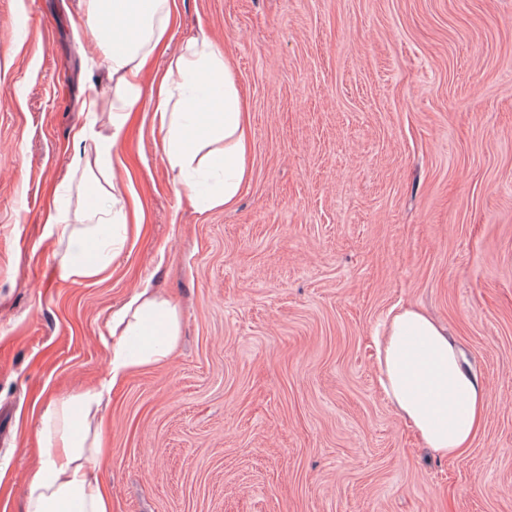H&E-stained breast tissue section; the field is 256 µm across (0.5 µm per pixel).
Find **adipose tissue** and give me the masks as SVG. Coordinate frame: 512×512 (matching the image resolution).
I'll return each mask as SVG.
<instances>
[{"label":"adipose tissue","instance_id":"ef3b65f1","mask_svg":"<svg viewBox=\"0 0 512 512\" xmlns=\"http://www.w3.org/2000/svg\"><path fill=\"white\" fill-rule=\"evenodd\" d=\"M85 24L102 50L111 82L107 110L92 91L87 120L73 135L80 152L43 213L65 243L62 278L93 280L125 248L143 221L141 203L114 173L120 152L150 99L165 165L179 196L199 212L232 206L250 177L249 108L231 59L207 34L168 50L178 26L177 0H84ZM170 61L154 82L145 77L162 56ZM96 184L93 209L71 205L74 182ZM181 314L148 290L136 292L108 322L109 376L97 389L47 402L38 414L41 463L25 487L22 512H112V493L97 474L105 453L102 400L133 370L169 362ZM380 385L404 423L434 454L451 457L474 439L487 394L468 372L447 332L410 305L392 307L374 336Z\"/></svg>","mask_w":512,"mask_h":512}]
</instances>
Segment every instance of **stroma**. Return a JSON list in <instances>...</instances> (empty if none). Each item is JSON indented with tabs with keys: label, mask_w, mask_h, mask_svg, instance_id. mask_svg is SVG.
<instances>
[{
	"label": "stroma",
	"mask_w": 512,
	"mask_h": 512,
	"mask_svg": "<svg viewBox=\"0 0 512 512\" xmlns=\"http://www.w3.org/2000/svg\"><path fill=\"white\" fill-rule=\"evenodd\" d=\"M250 105L229 209L180 200L152 112L123 155L144 224L64 280L42 221L108 94L80 0H0V512L41 405L98 387L135 291L182 317L166 364L103 397L112 512H512V0H178ZM426 311L487 393L440 459L378 383L389 309Z\"/></svg>",
	"instance_id": "1"
}]
</instances>
